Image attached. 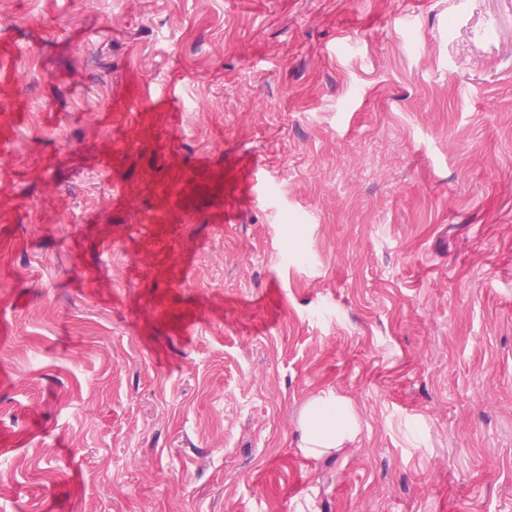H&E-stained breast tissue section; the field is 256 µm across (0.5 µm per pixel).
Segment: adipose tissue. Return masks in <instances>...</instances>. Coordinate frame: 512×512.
<instances>
[{"instance_id":"ef3b65f1","label":"adipose tissue","mask_w":512,"mask_h":512,"mask_svg":"<svg viewBox=\"0 0 512 512\" xmlns=\"http://www.w3.org/2000/svg\"><path fill=\"white\" fill-rule=\"evenodd\" d=\"M359 419L352 402L332 391L309 398L299 419L298 445L306 456L321 457L354 441Z\"/></svg>"}]
</instances>
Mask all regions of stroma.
<instances>
[{
    "mask_svg": "<svg viewBox=\"0 0 512 512\" xmlns=\"http://www.w3.org/2000/svg\"><path fill=\"white\" fill-rule=\"evenodd\" d=\"M0 512H512V0H0ZM298 429L299 448L307 457L317 459L354 441L359 419L349 399L333 391H321L304 405Z\"/></svg>",
    "mask_w": 512,
    "mask_h": 512,
    "instance_id": "35a3bbf8",
    "label": "stroma"
}]
</instances>
